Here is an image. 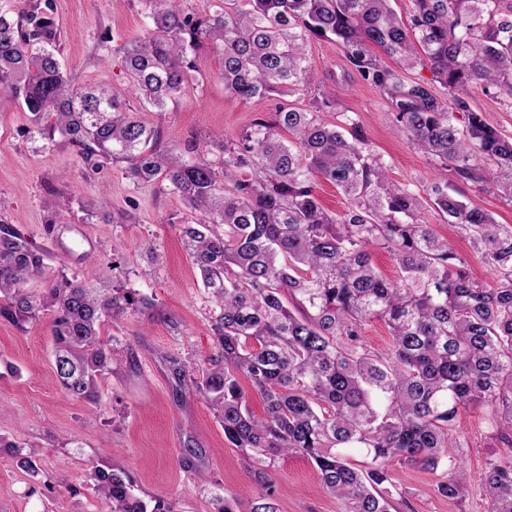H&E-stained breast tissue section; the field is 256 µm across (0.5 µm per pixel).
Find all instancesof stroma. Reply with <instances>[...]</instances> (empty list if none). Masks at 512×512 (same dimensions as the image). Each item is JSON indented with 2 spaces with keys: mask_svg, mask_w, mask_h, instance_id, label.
I'll list each match as a JSON object with an SVG mask.
<instances>
[{
  "mask_svg": "<svg viewBox=\"0 0 512 512\" xmlns=\"http://www.w3.org/2000/svg\"><path fill=\"white\" fill-rule=\"evenodd\" d=\"M149 13L145 0H53L64 71L134 104L123 56L131 43L150 36ZM306 51L321 88L334 95L324 119L351 116L390 178L427 195L438 171L393 123L380 92L349 69L338 43L314 38ZM219 70L217 54L201 51L177 101L161 112L139 111L163 143L181 147L196 140L213 162L222 158L219 139L235 138L282 102L278 96L232 97ZM193 219L165 181L134 183L120 164L85 172L76 148L39 134L29 113L0 111V223L14 225L46 254L32 290L63 277L99 288L119 283L157 310L153 317L130 310L105 318L103 338L119 353L134 351L135 362L114 365L99 380L94 404L60 390L49 319L23 332L0 322V441L36 451L39 465L38 475L29 476L11 453L0 451V512H105L92 470L115 463L130 473L137 495L164 499L174 512H218L227 500L236 512H250L259 487L247 460L229 447L209 403L179 388L163 361L175 354L200 370L215 351L211 295L180 239V224ZM423 221L467 260L476 280L491 281L461 227L431 207ZM455 436L458 446L450 454L463 466V493L441 496L432 488L435 474L394 460L388 464L391 512H487V463L505 452L494 413H461ZM269 482L279 512H348L342 499L323 490L303 456L281 458Z\"/></svg>",
  "mask_w": 512,
  "mask_h": 512,
  "instance_id": "stroma-1",
  "label": "stroma"
}]
</instances>
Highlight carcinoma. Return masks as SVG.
Wrapping results in <instances>:
<instances>
[{"label":"carcinoma","instance_id":"cac0c4a2","mask_svg":"<svg viewBox=\"0 0 512 512\" xmlns=\"http://www.w3.org/2000/svg\"><path fill=\"white\" fill-rule=\"evenodd\" d=\"M147 2L152 35L124 57L143 104L162 110L178 99L203 49L217 54L225 89L240 99L307 91L315 75L306 42L333 38L407 139L442 170L426 198L391 183L354 120L342 126L320 116L327 97L313 109L280 105L271 119L254 120L221 146L220 163L194 158L196 142L162 144L107 89L63 72L51 0H15L12 13L0 12V109L30 113L39 133L60 135L93 173L122 163L136 183L165 179L198 213L180 237L215 304L218 353L198 373L177 356L165 364L179 385L210 401L224 439L253 464L264 494L251 512H278L268 469L290 453L310 460L350 512H390L395 459L440 472L438 493L455 498L464 473L459 461L445 463L453 426L480 405L499 418L509 449L487 463L488 512H512V226L466 204L457 188L491 184L512 200V137L468 102L481 92L512 109V0H410L404 20L391 0H224L195 17L182 0ZM419 65L430 66L448 98L405 76ZM318 178L346 197L342 214L321 205ZM427 204L465 230L493 268L492 282L473 279L448 240L422 223ZM376 250L395 261L398 281L374 266ZM43 267V251L1 223L0 319L24 331L51 311L60 387L94 403L98 381L119 361L100 338L101 318L152 304L121 285L103 291L64 276L35 293L29 283ZM371 320L390 328L385 353L361 341ZM253 393L263 403L259 416L249 406ZM93 479L111 512H173L161 499L151 505L136 496L117 464Z\"/></svg>","mask_w":512,"mask_h":512}]
</instances>
